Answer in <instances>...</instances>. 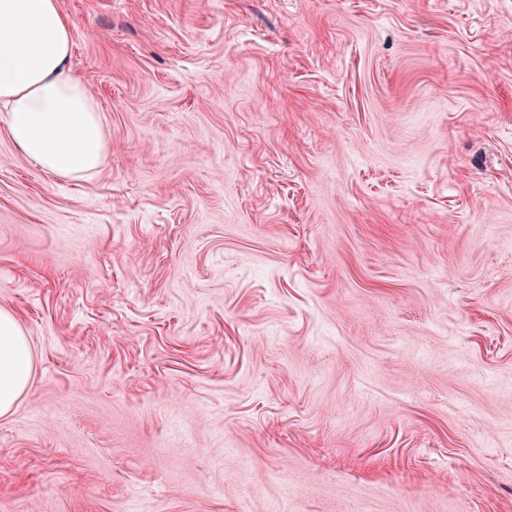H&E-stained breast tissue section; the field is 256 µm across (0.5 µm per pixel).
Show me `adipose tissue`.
<instances>
[{
    "label": "adipose tissue",
    "mask_w": 512,
    "mask_h": 512,
    "mask_svg": "<svg viewBox=\"0 0 512 512\" xmlns=\"http://www.w3.org/2000/svg\"><path fill=\"white\" fill-rule=\"evenodd\" d=\"M74 37L59 0H0V129L42 171L80 180L98 172L108 141L101 106L71 63ZM31 370L25 332L0 308V416Z\"/></svg>",
    "instance_id": "obj_1"
}]
</instances>
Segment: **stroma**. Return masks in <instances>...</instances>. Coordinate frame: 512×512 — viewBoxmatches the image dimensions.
Masks as SVG:
<instances>
[{
	"mask_svg": "<svg viewBox=\"0 0 512 512\" xmlns=\"http://www.w3.org/2000/svg\"><path fill=\"white\" fill-rule=\"evenodd\" d=\"M60 4L110 149L0 132V512H512V0ZM32 365L25 332L13 312L0 308V416L11 412L26 390Z\"/></svg>",
	"mask_w": 512,
	"mask_h": 512,
	"instance_id": "obj_1",
	"label": "stroma"
}]
</instances>
